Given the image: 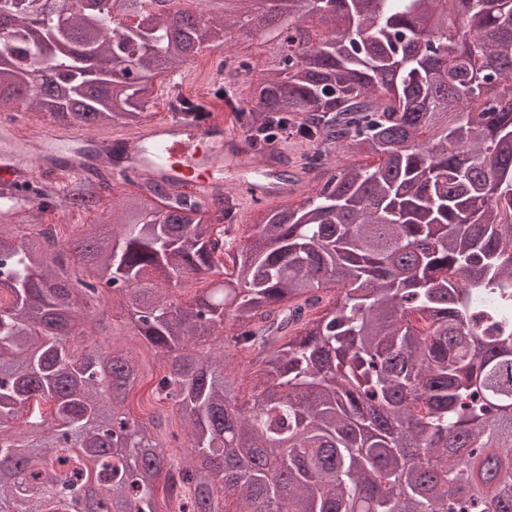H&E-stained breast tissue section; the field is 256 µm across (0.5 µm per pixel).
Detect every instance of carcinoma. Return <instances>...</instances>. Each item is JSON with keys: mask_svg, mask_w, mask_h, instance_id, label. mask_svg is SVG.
Listing matches in <instances>:
<instances>
[{"mask_svg": "<svg viewBox=\"0 0 512 512\" xmlns=\"http://www.w3.org/2000/svg\"><path fill=\"white\" fill-rule=\"evenodd\" d=\"M111 2L150 34L114 30ZM451 2L262 13L288 54L239 63L250 79L232 94L250 107L235 122L261 154L273 135L313 146L319 182L237 246L223 194L210 206L147 184L75 240L0 227V512H79L85 484L97 512H158L162 478L171 512L231 497L235 512H512V0ZM251 16L0 0V112L138 125L156 77ZM99 64L121 77L98 81ZM332 149L375 161L328 173ZM63 202L95 209L94 181ZM189 275L209 288L158 296ZM110 311L166 360L156 392L183 413L181 465L159 420L123 409L134 353L74 345ZM215 343L218 356L192 352ZM242 353L260 366L244 400Z\"/></svg>", "mask_w": 512, "mask_h": 512, "instance_id": "obj_1", "label": "carcinoma"}]
</instances>
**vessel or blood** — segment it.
I'll return each mask as SVG.
<instances>
[{
  "instance_id": "b4317fda",
  "label": "vessel or blood",
  "mask_w": 512,
  "mask_h": 512,
  "mask_svg": "<svg viewBox=\"0 0 512 512\" xmlns=\"http://www.w3.org/2000/svg\"><path fill=\"white\" fill-rule=\"evenodd\" d=\"M14 130L11 124L0 126V202L11 214L17 213L23 205L22 200L12 194L16 184L59 181L87 165L82 134L57 126L43 128L42 151L62 152L67 156L66 167L58 169L25 157ZM237 139V133L225 127L222 121L197 126L170 116L135 137L128 149V166L141 170L152 181L186 187L202 198L218 190L226 173L234 176L239 193L260 201L295 190V182L281 175V159L277 153H267L262 164L251 165L239 150Z\"/></svg>"
}]
</instances>
